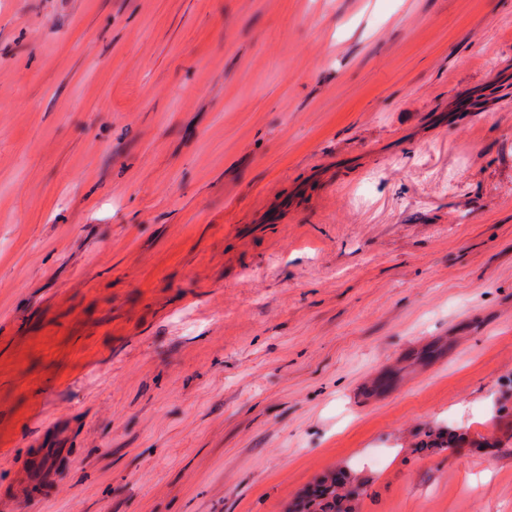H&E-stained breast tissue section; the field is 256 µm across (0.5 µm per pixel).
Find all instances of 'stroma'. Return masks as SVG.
Returning <instances> with one entry per match:
<instances>
[{
  "label": "stroma",
  "mask_w": 512,
  "mask_h": 512,
  "mask_svg": "<svg viewBox=\"0 0 512 512\" xmlns=\"http://www.w3.org/2000/svg\"><path fill=\"white\" fill-rule=\"evenodd\" d=\"M512 0H0V512H512ZM446 431L454 433L459 439L466 440L471 436L468 428L463 426H447V427H438V428H430L428 429L419 440L421 444L425 445L423 447H413V448H432L430 453H437L448 450V442H446L447 446H444V442L441 440V436ZM340 484L344 483L334 472H327L321 475L311 487L287 503L284 512H336V509L345 512L358 511L356 504L346 508L336 507V486ZM300 506L307 510H293Z\"/></svg>",
  "instance_id": "stroma-1"
}]
</instances>
